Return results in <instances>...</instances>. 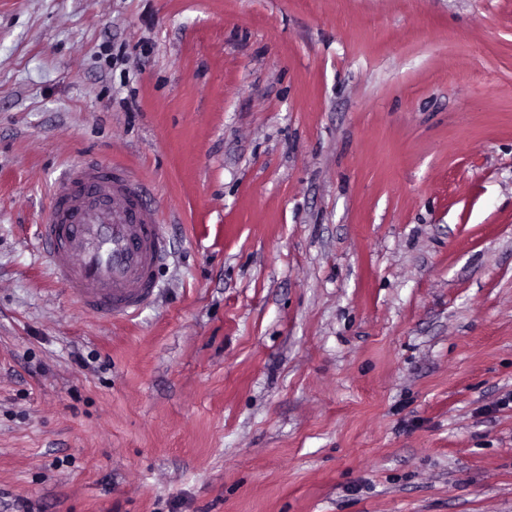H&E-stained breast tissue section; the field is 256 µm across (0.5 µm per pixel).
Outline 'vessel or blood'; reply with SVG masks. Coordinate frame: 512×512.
I'll return each mask as SVG.
<instances>
[{"mask_svg":"<svg viewBox=\"0 0 512 512\" xmlns=\"http://www.w3.org/2000/svg\"><path fill=\"white\" fill-rule=\"evenodd\" d=\"M126 167L88 160L67 169L39 226L53 275L88 314L129 316L156 287L160 218Z\"/></svg>","mask_w":512,"mask_h":512,"instance_id":"obj_1","label":"vessel or blood"}]
</instances>
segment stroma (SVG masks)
<instances>
[{
  "instance_id": "35a3bbf8",
  "label": "stroma",
  "mask_w": 512,
  "mask_h": 512,
  "mask_svg": "<svg viewBox=\"0 0 512 512\" xmlns=\"http://www.w3.org/2000/svg\"><path fill=\"white\" fill-rule=\"evenodd\" d=\"M93 158L167 254L86 314ZM512 512V0H0V512ZM143 193L129 169L96 160L72 165L52 186L39 234L53 275L88 314L130 316L154 293L164 241Z\"/></svg>"
}]
</instances>
